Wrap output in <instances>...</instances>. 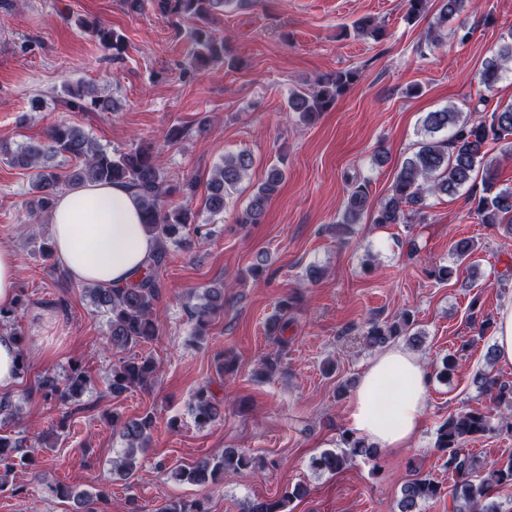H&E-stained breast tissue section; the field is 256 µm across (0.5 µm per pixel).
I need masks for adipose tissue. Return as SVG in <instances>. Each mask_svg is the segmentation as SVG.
Masks as SVG:
<instances>
[{
  "label": "adipose tissue",
  "instance_id": "1",
  "mask_svg": "<svg viewBox=\"0 0 512 512\" xmlns=\"http://www.w3.org/2000/svg\"><path fill=\"white\" fill-rule=\"evenodd\" d=\"M141 204L122 184H87L63 192L50 216L54 251L80 285L123 286L156 243L141 224ZM429 376L419 357L395 345L370 363L348 406L353 431L396 453L410 447L427 409Z\"/></svg>",
  "mask_w": 512,
  "mask_h": 512
}]
</instances>
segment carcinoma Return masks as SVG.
<instances>
[{
  "mask_svg": "<svg viewBox=\"0 0 512 512\" xmlns=\"http://www.w3.org/2000/svg\"><path fill=\"white\" fill-rule=\"evenodd\" d=\"M406 20L417 21L430 9L431 0H406ZM436 22L430 25L426 40H439L438 30L445 28L455 14L465 8L468 0H438ZM129 11L138 14L150 5L155 14L172 24L182 19L198 20L191 33L196 46L193 65L200 69L224 58V39L213 35L207 22L218 12L233 4V0H122ZM92 35L112 55L120 57L125 51V36L111 28L96 24L91 27ZM512 62V34L498 51L485 63L482 83L492 88L501 78L503 66ZM358 79V72L349 68L336 71L317 82L312 91H297L288 99V108L307 121L312 122L321 113L331 109L347 89ZM69 108L78 112H110L113 101L98 95L91 84H82L68 89ZM448 131V136L439 139L435 134ZM422 139L416 150L406 158L399 169L392 187V193L381 201L376 210L375 223L414 224L427 223L424 201L427 195L452 197L470 183L474 174L485 171L489 182L485 183L483 195L478 198L476 212L481 223L506 225L512 234V189L493 190L494 170L488 159V148L492 144L505 145L504 153H512V104H496L491 112L473 119L453 107L428 112L422 119ZM66 156L76 160L70 173L61 177L50 170L49 161ZM11 161L23 168L36 170L32 183L34 197L30 201L31 212H50L60 194L70 188L89 183H122L132 189L142 206V224L155 240L156 251L145 261L137 279L124 287L92 285L86 288L91 302L109 315L108 336L115 349L136 347L150 342L154 337L153 310L159 300L163 283L161 270L169 258L167 245L179 238L187 222L184 212L168 206L169 198L175 191L191 198L197 184L186 179L180 187L170 184L154 159L149 146H140L129 152H109L97 146L81 129L71 125H55L46 137L31 142L16 151ZM254 163L247 152L224 157L209 180L206 207L213 215L224 213L231 196L246 172ZM284 177L283 170L272 166L267 178L251 196L241 216L243 224H257L264 214L271 196L277 191ZM369 199L368 182H351L347 208L341 221L332 225L336 234L357 223ZM453 255L465 261L476 251L472 240L461 239L452 244ZM290 302L280 303V314L267 322V331L275 336L277 343L288 344L285 332L288 330ZM224 306V293L220 288H209L203 294V302L191 310L194 335L201 338L206 333L211 317ZM411 316L402 314L392 322L374 319L363 332V340L371 348H382L401 337L417 340L412 333ZM157 366L150 356L132 358L112 368L110 389L122 394L135 387L150 383ZM88 377L80 371H73L63 382L43 385L45 398L60 400L78 397L84 390ZM475 382L489 397V405L470 409L448 416L436 430L435 448L445 457V466L453 484L448 490L450 505L448 512H502L500 504L493 501L497 487L512 484V456L502 462L485 465L468 448V444L479 436L498 430L512 432V383L502 381L489 372L475 375ZM219 416L218 408L208 396V389L202 387L196 394L195 421L204 427ZM153 423L151 415L124 423L112 417V426L119 428L125 441L120 460L122 475L130 478L138 471L136 453L146 447L148 430ZM344 449H328L312 458V467L318 471L337 473L348 462L350 456L377 457L378 451L352 430L341 434ZM25 447L24 440L0 434V486L3 477L17 465V454ZM252 466V459L232 448L224 449L218 457L204 458L188 468L176 472L175 477L194 485L206 486L215 482L226 471L242 472ZM306 494L302 485L286 491L277 500L252 502L246 512H285L291 499ZM441 496V486L435 481L414 474L403 487L399 501V512H420L422 502ZM161 512H207L204 502H188L181 499L169 501Z\"/></svg>",
  "mask_w": 512,
  "mask_h": 512,
  "instance_id": "obj_1",
  "label": "carcinoma"
}]
</instances>
